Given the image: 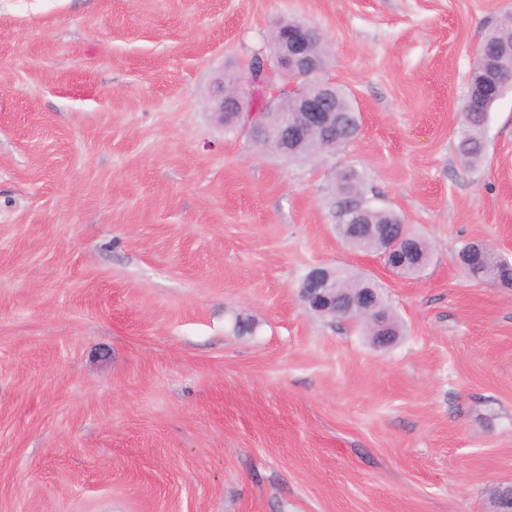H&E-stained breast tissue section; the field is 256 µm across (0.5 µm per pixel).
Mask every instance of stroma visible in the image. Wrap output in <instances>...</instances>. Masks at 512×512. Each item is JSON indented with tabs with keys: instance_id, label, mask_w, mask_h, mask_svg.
Wrapping results in <instances>:
<instances>
[{
	"instance_id": "35a3bbf8",
	"label": "stroma",
	"mask_w": 512,
	"mask_h": 512,
	"mask_svg": "<svg viewBox=\"0 0 512 512\" xmlns=\"http://www.w3.org/2000/svg\"><path fill=\"white\" fill-rule=\"evenodd\" d=\"M512 0H0V512H492L512 484V93L457 154ZM299 20L357 137L291 160L224 127V74ZM424 238L418 279L336 234V175ZM316 265L382 288L380 348L311 313ZM257 332L237 336L236 316ZM500 97L487 96L477 112H465V99L461 108L458 150L462 162L469 167H477L483 161L484 131L488 116ZM476 243V249L481 251L482 249L488 248L485 243ZM472 268L476 273H479L481 281L500 284L502 279L507 277V272L502 269L503 261L500 254L493 248H488L487 251L482 255L471 256Z\"/></svg>"
}]
</instances>
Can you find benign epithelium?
I'll use <instances>...</instances> for the list:
<instances>
[{"instance_id":"7a95c632","label":"benign epithelium","mask_w":512,"mask_h":512,"mask_svg":"<svg viewBox=\"0 0 512 512\" xmlns=\"http://www.w3.org/2000/svg\"><path fill=\"white\" fill-rule=\"evenodd\" d=\"M320 37L318 30L300 25L282 34V45L274 64L262 61L261 72H248L240 81L236 93L226 96L224 90L214 98L215 110L234 112L238 115L257 112L254 97L274 103L281 98H291L293 114L279 126L266 129V140L273 150L288 151V146L304 138L315 127L327 128L336 120V84L322 78L325 59L309 54L308 42ZM485 78L481 85L470 90L472 102L483 98L486 86L497 89L512 85L509 79L494 74L491 60L484 64ZM385 255L390 257L386 266L400 274L408 261L415 257L418 242L403 226L381 233ZM302 301L310 310L334 315L336 298L346 295L336 272L323 266H315L307 273L304 288L300 289Z\"/></svg>"}]
</instances>
